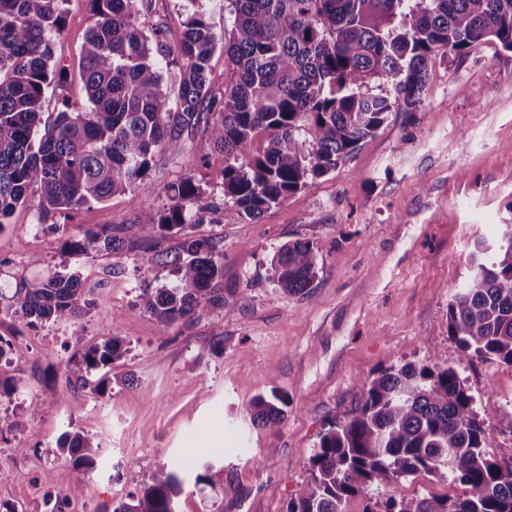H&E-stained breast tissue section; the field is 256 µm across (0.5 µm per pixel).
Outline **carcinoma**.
Listing matches in <instances>:
<instances>
[{
    "label": "carcinoma",
    "mask_w": 512,
    "mask_h": 512,
    "mask_svg": "<svg viewBox=\"0 0 512 512\" xmlns=\"http://www.w3.org/2000/svg\"><path fill=\"white\" fill-rule=\"evenodd\" d=\"M64 2L0 0V219L35 190L45 214L68 218L80 205L147 189L156 158L181 150L203 126L224 153V195L255 220L335 170L388 114L414 111L438 54L461 55L489 41L512 52V0H224L232 81L218 97L209 0H181L186 20L175 48L161 26L146 30L137 0H91L96 21L80 59L87 106L77 111L65 102L45 120L41 100ZM372 81L392 86L395 96L372 92ZM243 156L247 162L236 164ZM170 191L174 205L140 219L142 264L174 275L142 296L143 311L164 329L224 308V252L186 232L201 221L187 208L201 188L187 177ZM172 234L180 235L174 250L162 245ZM67 247L118 253L127 244L102 229ZM470 259V277L448 303L449 336L465 358L512 365V223L498 225L493 242H476ZM318 260L313 242L285 243L271 259L274 281L308 296ZM83 304L77 274L56 271L18 289L5 313L35 328L68 321ZM121 347L112 337L85 352L82 387L110 394ZM363 388L351 413L330 420L310 457L314 487L288 512H347L356 496L367 500L364 512H512V453L484 450L474 398L447 361L393 367ZM288 406L275 388L258 395L249 403L252 422L280 424ZM59 445L73 462L77 496L99 447L79 432L63 433ZM421 475L458 482L470 495L379 497L387 485ZM183 485L181 467L163 462L113 512H177Z\"/></svg>",
    "instance_id": "1"
}]
</instances>
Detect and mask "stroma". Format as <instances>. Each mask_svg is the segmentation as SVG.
<instances>
[{
  "label": "stroma",
  "mask_w": 512,
  "mask_h": 512,
  "mask_svg": "<svg viewBox=\"0 0 512 512\" xmlns=\"http://www.w3.org/2000/svg\"><path fill=\"white\" fill-rule=\"evenodd\" d=\"M53 38L62 79L45 88L41 110L80 109V69L90 0H66ZM145 26L164 24L177 45L180 0H138ZM224 155L202 132L158 157L150 187L75 210L41 213L31 193L0 224V301L63 269L78 272L92 304L77 319L30 328L0 314V336L20 346L0 359V508L68 489L73 468L58 447L64 431L99 446L82 512H113L149 482L156 465L199 449L208 480L186 477L180 512H288L312 486L309 458L331 418L354 409L363 385L406 363L447 359L475 398L482 446L512 453V365L461 358L448 335V302L471 274L469 254L496 225L512 223V53L493 44L466 56H436L417 111L394 112L336 170L308 181L259 220L224 196ZM193 178L202 189L196 236L224 251L225 308L161 329L141 295L170 280L141 262L133 242L147 209L170 206L168 188ZM34 234H27V227ZM109 229L130 242L120 253L75 254L67 242ZM318 245L319 272L305 298L277 287L270 260L284 243ZM120 337L112 394L81 388L82 357ZM278 388L284 422L252 425L257 395ZM41 411L29 415L31 402ZM239 489L225 496L226 484Z\"/></svg>",
  "instance_id": "stroma-1"
}]
</instances>
